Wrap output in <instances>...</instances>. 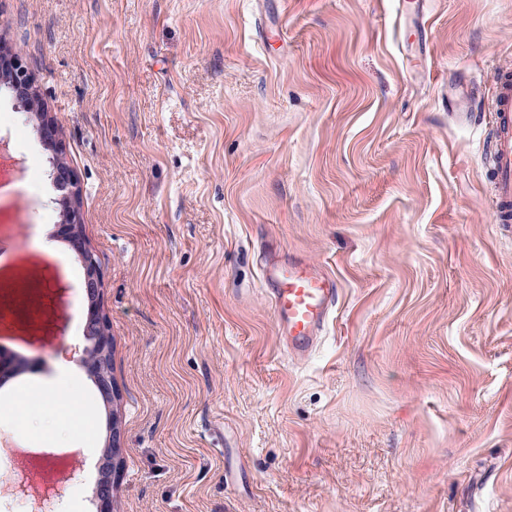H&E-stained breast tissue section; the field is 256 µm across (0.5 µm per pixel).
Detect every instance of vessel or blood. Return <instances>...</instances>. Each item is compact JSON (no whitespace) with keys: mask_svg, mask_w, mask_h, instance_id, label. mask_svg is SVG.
<instances>
[{"mask_svg":"<svg viewBox=\"0 0 512 512\" xmlns=\"http://www.w3.org/2000/svg\"><path fill=\"white\" fill-rule=\"evenodd\" d=\"M492 97L487 107L492 130L488 161L494 187L490 199L494 223L512 224V67H496L491 76ZM272 307L288 340L289 350L306 357L315 347L321 328L336 302L333 278L294 261L274 275Z\"/></svg>","mask_w":512,"mask_h":512,"instance_id":"1","label":"vessel or blood"}]
</instances>
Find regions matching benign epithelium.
Here are the masks:
<instances>
[{"instance_id": "1", "label": "benign epithelium", "mask_w": 512, "mask_h": 512, "mask_svg": "<svg viewBox=\"0 0 512 512\" xmlns=\"http://www.w3.org/2000/svg\"><path fill=\"white\" fill-rule=\"evenodd\" d=\"M0 87L11 91L16 99L27 101L28 118L35 122L36 131L43 145L53 155L62 156L56 123L51 117L45 118L46 112L37 89L17 58L13 57L0 66ZM51 179L59 191L55 204L60 209V223L65 239L77 253L83 268L84 288L88 299L85 335L95 337L99 350L96 359L91 360L84 354L80 357L79 363L87 368L103 399L114 404L117 402L118 389L112 379L111 370L107 367V359L112 351V336L109 333L108 320L100 307L103 272L95 254L85 242L82 226L78 224L80 189L71 169L65 164L53 165ZM99 471L105 482L111 485L118 483L123 472L120 455H103Z\"/></svg>"}]
</instances>
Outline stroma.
Masks as SVG:
<instances>
[{
  "label": "stroma",
  "mask_w": 512,
  "mask_h": 512,
  "mask_svg": "<svg viewBox=\"0 0 512 512\" xmlns=\"http://www.w3.org/2000/svg\"><path fill=\"white\" fill-rule=\"evenodd\" d=\"M0 0L81 187L103 272L124 472L114 512H512V235L489 208L490 95L512 0ZM0 345L26 357L0 436L40 440V383L86 344L55 190L0 167ZM305 260L336 305L288 354L264 271ZM95 512L109 409L58 397Z\"/></svg>",
  "instance_id": "1"
}]
</instances>
